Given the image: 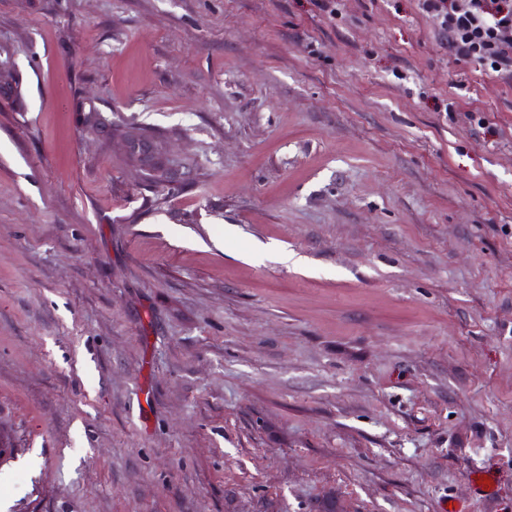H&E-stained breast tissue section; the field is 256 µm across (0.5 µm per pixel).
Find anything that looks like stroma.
<instances>
[{
  "instance_id": "35a3bbf8",
  "label": "stroma",
  "mask_w": 512,
  "mask_h": 512,
  "mask_svg": "<svg viewBox=\"0 0 512 512\" xmlns=\"http://www.w3.org/2000/svg\"><path fill=\"white\" fill-rule=\"evenodd\" d=\"M4 84L6 512H512V84L418 0H0ZM124 139L128 157L132 161H136L141 164L138 166L143 171V178L146 180L156 162L152 152L147 149L144 145L143 139L136 132H131V134Z\"/></svg>"
}]
</instances>
